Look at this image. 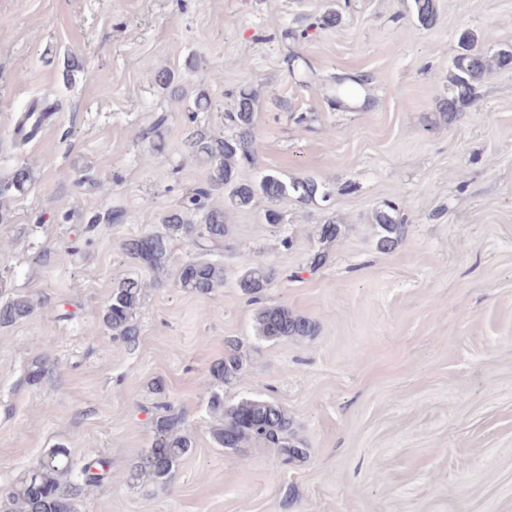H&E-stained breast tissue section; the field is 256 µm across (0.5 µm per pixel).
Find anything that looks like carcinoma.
<instances>
[{
  "label": "carcinoma",
  "mask_w": 512,
  "mask_h": 512,
  "mask_svg": "<svg viewBox=\"0 0 512 512\" xmlns=\"http://www.w3.org/2000/svg\"><path fill=\"white\" fill-rule=\"evenodd\" d=\"M413 8L422 25L430 26L436 20L435 0H413ZM458 43L461 52L455 57L448 76L445 111L450 118L471 104L476 85L490 69L489 62L476 49V38L471 31L461 32ZM256 110V95L243 90L238 94L234 110L224 113L231 126L230 133L195 134L191 147L196 156L209 163L210 183L196 189L181 209L164 216L158 230L122 243L121 249L132 264L163 273L167 270L171 242L182 241L192 255L177 270L178 285L187 292L212 295L224 287V261L219 247L226 245L230 225L224 220V210L215 208L206 212L204 223H192L190 213L199 210L200 199L219 187L229 189V203L235 208L248 207L259 197L270 203L288 196L302 203L327 198L324 185L314 177L288 180L276 173H265L251 183L237 181V167L255 159ZM31 182L29 168L17 169L10 179L0 182V200L4 202L13 195L26 193ZM375 226L376 244L382 251L397 246L407 231L404 219L388 210L375 214ZM273 279V269L249 259L242 266L238 285L259 303ZM141 299L139 280L122 278L113 286L102 313L103 324L112 336L130 345L136 344L139 336L135 315ZM43 306L44 300L36 294L14 295L0 303V326L25 320ZM255 328L256 335L270 341L304 338L316 332L315 324L283 305L260 307L255 315ZM243 367V357L234 346L212 370L214 388L207 407L216 418L210 429L213 444L218 448L237 449L258 443L279 449L287 461L303 457L304 444L297 437L288 411L281 405L255 398L226 404L224 388L237 381ZM153 426L151 448L121 475L128 483L149 481L166 486L183 457L193 448L192 439L184 431L183 413L170 403L161 401L155 405ZM114 478L110 459L93 458L78 467L69 450L58 446L50 449L36 467L7 491L0 500V512H77V500L85 491L102 487Z\"/></svg>",
  "instance_id": "cac0c4a2"
}]
</instances>
